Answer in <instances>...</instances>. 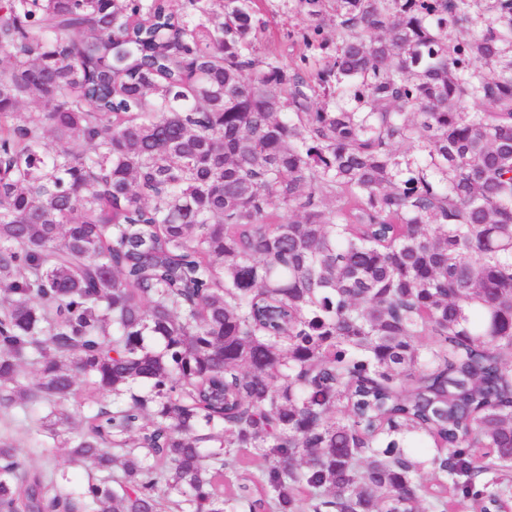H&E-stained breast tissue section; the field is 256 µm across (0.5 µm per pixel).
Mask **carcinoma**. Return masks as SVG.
Returning <instances> with one entry per match:
<instances>
[{"label":"carcinoma","mask_w":512,"mask_h":512,"mask_svg":"<svg viewBox=\"0 0 512 512\" xmlns=\"http://www.w3.org/2000/svg\"><path fill=\"white\" fill-rule=\"evenodd\" d=\"M258 2L0 0V512L512 499V0ZM289 1L265 0L263 4L264 19L268 21L272 35L268 46L285 65L299 53L296 33L303 26L302 19L292 10L293 3ZM44 415V412H40L32 419H27L22 426H20L15 432L18 433V437L21 438L24 446L22 459L29 466L39 467L42 469L53 470L56 467H62L65 465L64 461V449L63 448H49V451L39 452L33 448H37L40 445L41 439L44 438L36 435L35 433V420Z\"/></svg>","instance_id":"cac0c4a2"}]
</instances>
